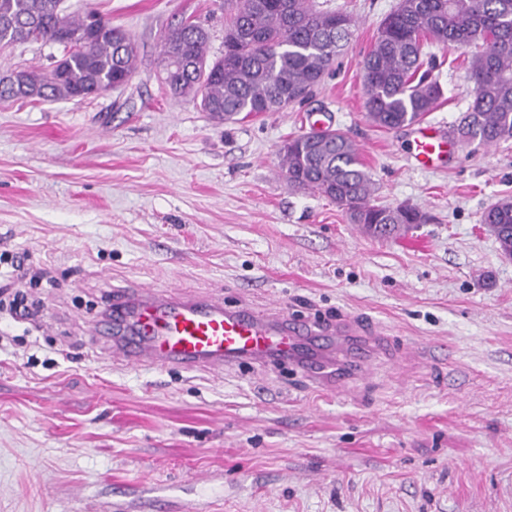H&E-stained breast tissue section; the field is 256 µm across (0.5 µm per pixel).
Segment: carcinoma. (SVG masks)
Returning a JSON list of instances; mask_svg holds the SVG:
<instances>
[{"mask_svg":"<svg viewBox=\"0 0 512 512\" xmlns=\"http://www.w3.org/2000/svg\"><path fill=\"white\" fill-rule=\"evenodd\" d=\"M62 11V0H0V44L32 35L69 57L49 84L35 68L20 71L14 81L1 80L0 99L84 100L98 89L125 84L135 72L137 49L120 27L100 24L86 47H74L69 35L90 27L97 13L65 15L62 31ZM352 27V17L319 9L314 0H239L219 57L209 58V36L201 26L187 22L169 30L162 58L174 60L176 68L166 86L176 98L200 100L201 110L219 122H234L243 112H275L297 103L295 92L312 93L349 42ZM427 43L472 49L467 77L473 98L457 127L459 137L484 146L512 139V0H400L361 64L368 118L391 130L438 107L440 85L420 72ZM279 156L290 184L328 197L374 237L425 221L415 209L373 203V182L359 148L339 130L291 136ZM482 223L511 256L512 201L486 210Z\"/></svg>","mask_w":512,"mask_h":512,"instance_id":"cac0c4a2","label":"carcinoma"}]
</instances>
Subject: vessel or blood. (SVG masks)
<instances>
[{
	"mask_svg": "<svg viewBox=\"0 0 512 512\" xmlns=\"http://www.w3.org/2000/svg\"><path fill=\"white\" fill-rule=\"evenodd\" d=\"M455 149L435 127L417 128L413 158L419 167L437 166ZM102 322L113 356L132 367L215 372L277 360L301 369L322 391L364 375L380 344L378 335L346 319L294 322L283 312L145 285L115 291Z\"/></svg>",
	"mask_w": 512,
	"mask_h": 512,
	"instance_id": "b4317fda",
	"label": "vessel or blood"
}]
</instances>
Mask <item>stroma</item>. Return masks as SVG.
Masks as SVG:
<instances>
[{
  "label": "stroma",
  "instance_id": "stroma-1",
  "mask_svg": "<svg viewBox=\"0 0 512 512\" xmlns=\"http://www.w3.org/2000/svg\"><path fill=\"white\" fill-rule=\"evenodd\" d=\"M399 0H317L356 25L303 103L218 123L160 79L185 20L224 49V0H63L138 47L123 88L0 99V250L26 254L36 320L0 305V512H512V256L481 222L512 200V139L412 159V127L373 125L361 61ZM57 46H0V80ZM455 131L462 50L426 46ZM360 150L376 204L426 221L389 239L289 185L279 149L315 120ZM177 287L381 333L372 371L322 393L287 365L134 368L94 333L112 292Z\"/></svg>",
  "mask_w": 512,
  "mask_h": 512
}]
</instances>
